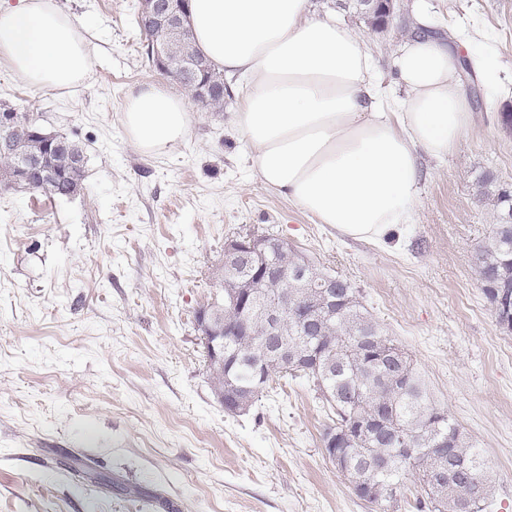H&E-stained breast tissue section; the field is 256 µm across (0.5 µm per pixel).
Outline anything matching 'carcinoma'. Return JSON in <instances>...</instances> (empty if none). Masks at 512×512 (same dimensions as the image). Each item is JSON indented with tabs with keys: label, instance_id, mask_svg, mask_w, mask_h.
<instances>
[{
	"label": "carcinoma",
	"instance_id": "cac0c4a2",
	"mask_svg": "<svg viewBox=\"0 0 512 512\" xmlns=\"http://www.w3.org/2000/svg\"><path fill=\"white\" fill-rule=\"evenodd\" d=\"M372 25L385 24L390 0H359ZM131 24L139 37L148 65L190 91L203 83H222L224 76L211 68L188 33V52L174 56L173 66L158 63L149 51L157 31L133 13ZM18 150L45 155L46 181L33 189L48 199L81 192L87 163L82 144L64 135L60 146L51 149L35 135L25 112L3 130ZM0 190L26 189L16 180V156H0ZM495 206L498 220L477 251L478 273L489 302L505 290L512 294V194L498 191ZM323 279L319 268L308 271L306 287L284 283L281 288L298 301L302 310L288 312V335L270 336L262 321L252 324V335L238 331L240 309L224 304L228 334L224 350L234 361L224 365L223 381L228 392L254 389V400L268 392L278 378L304 379L316 399L327 410L342 443L336 445L334 466L350 483L375 493L364 501L397 505L401 486L407 480L419 485L418 504L428 512H486L492 485L486 463L451 414L434 405L409 355L382 334L376 321L361 305L351 282L336 277V315L322 309L313 315L318 329L308 332L301 317L305 303L318 298ZM454 449L453 460L436 456L439 443Z\"/></svg>",
	"mask_w": 512,
	"mask_h": 512
}]
</instances>
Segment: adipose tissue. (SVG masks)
Segmentation results:
<instances>
[{"instance_id":"obj_1","label":"adipose tissue","mask_w":512,"mask_h":512,"mask_svg":"<svg viewBox=\"0 0 512 512\" xmlns=\"http://www.w3.org/2000/svg\"><path fill=\"white\" fill-rule=\"evenodd\" d=\"M190 24L216 68L248 79L232 121L263 186L350 238L411 223L421 155L447 157L471 125L459 56L436 38L400 46L387 98L361 38L309 0H192ZM0 68L37 90L84 84L82 24L55 0H0ZM189 112L183 94L151 83L130 96L124 125L139 150L163 154L187 138Z\"/></svg>"}]
</instances>
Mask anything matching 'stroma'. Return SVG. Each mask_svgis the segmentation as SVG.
<instances>
[{"mask_svg":"<svg viewBox=\"0 0 512 512\" xmlns=\"http://www.w3.org/2000/svg\"><path fill=\"white\" fill-rule=\"evenodd\" d=\"M56 2L87 30L90 83L35 91L0 71V104L79 141L87 165L71 198L0 192V512H375L325 456L309 383L277 382L238 414L212 390L196 315L219 296L225 241L263 233L350 280L481 450L487 512H512V332L476 263L497 216L478 182L512 191V0H391L379 29L357 0H314L366 41L388 90L423 3L440 39L499 61L502 99L480 93L455 151L421 156L412 223L377 242L261 184L232 123L239 77L223 112L192 110L184 143L142 153L123 113L161 76L131 26L136 0Z\"/></svg>","mask_w":512,"mask_h":512,"instance_id":"35a3bbf8","label":"stroma"}]
</instances>
